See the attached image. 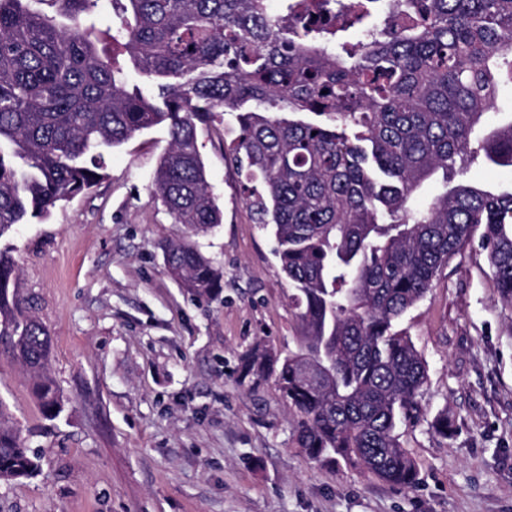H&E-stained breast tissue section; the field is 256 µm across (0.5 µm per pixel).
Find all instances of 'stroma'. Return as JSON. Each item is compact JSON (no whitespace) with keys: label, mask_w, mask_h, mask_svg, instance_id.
Listing matches in <instances>:
<instances>
[{"label":"stroma","mask_w":512,"mask_h":512,"mask_svg":"<svg viewBox=\"0 0 512 512\" xmlns=\"http://www.w3.org/2000/svg\"><path fill=\"white\" fill-rule=\"evenodd\" d=\"M236 134L231 112L197 130L224 213L211 232L185 236L154 192L168 146L159 125L107 152L93 191L0 239L50 328L48 371L64 397L44 416L29 374L0 353L9 425L41 461L34 478L0 480V512H512V306L478 242L399 323L428 374L417 414L397 427L414 488L312 461L274 382L239 383L243 353L295 351L299 327ZM184 237L223 269L220 299L169 274L162 246ZM442 413L454 423L445 437L433 427Z\"/></svg>","instance_id":"35a3bbf8"}]
</instances>
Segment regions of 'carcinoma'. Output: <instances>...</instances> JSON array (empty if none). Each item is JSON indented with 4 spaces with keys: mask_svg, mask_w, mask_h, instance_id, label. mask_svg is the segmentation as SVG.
Segmentation results:
<instances>
[{
    "mask_svg": "<svg viewBox=\"0 0 512 512\" xmlns=\"http://www.w3.org/2000/svg\"><path fill=\"white\" fill-rule=\"evenodd\" d=\"M283 2L273 15L267 0H125L101 29L99 0H0V238L89 192L107 177L104 150L162 123L156 193L187 232L216 228L197 123L236 113L233 151L247 181L264 184L253 205L278 244L300 335L285 356L243 354L239 381L254 390L274 379L313 461L412 488L416 466L395 430L427 369L398 321L479 228L512 305V190L453 183L478 160L512 169V120L485 130L512 88V0ZM124 53L157 97L129 84ZM250 101L263 111L244 110ZM301 112L319 120L290 118ZM438 174L445 191L416 203ZM164 254L193 295L223 292L222 269L192 244ZM0 336L57 416L50 330L2 248ZM39 470L0 426V479Z\"/></svg>",
    "mask_w": 512,
    "mask_h": 512,
    "instance_id": "carcinoma-1",
    "label": "carcinoma"
}]
</instances>
